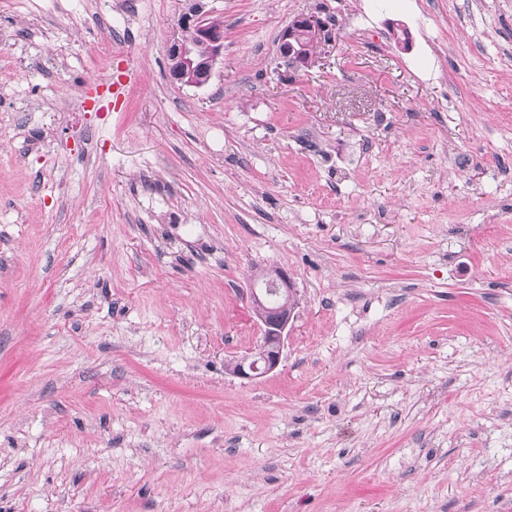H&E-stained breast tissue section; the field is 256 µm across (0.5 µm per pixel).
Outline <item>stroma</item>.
<instances>
[{"label":"stroma","mask_w":512,"mask_h":512,"mask_svg":"<svg viewBox=\"0 0 512 512\" xmlns=\"http://www.w3.org/2000/svg\"><path fill=\"white\" fill-rule=\"evenodd\" d=\"M0 512H512V0H0ZM178 27V34L168 47L170 76L184 85L202 87L210 81L216 61L224 55V28L213 27L206 16L186 13L178 20ZM321 22L314 16H299L279 37V52L290 65L307 68L311 65L323 32ZM262 278L268 294L277 296L279 305L273 310L268 309L262 289L250 288V299L263 336L254 356L242 357L228 367L233 375L242 379L257 378L279 367L284 337L297 305L296 291L286 270L271 269L263 273Z\"/></svg>","instance_id":"obj_1"}]
</instances>
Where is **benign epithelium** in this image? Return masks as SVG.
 I'll return each instance as SVG.
<instances>
[{
  "label": "benign epithelium",
  "mask_w": 512,
  "mask_h": 512,
  "mask_svg": "<svg viewBox=\"0 0 512 512\" xmlns=\"http://www.w3.org/2000/svg\"><path fill=\"white\" fill-rule=\"evenodd\" d=\"M179 31L168 47L169 73L184 85L202 87L212 76L216 61L224 55V28L213 27L211 19L183 14ZM322 24L313 16H299L279 37V52L290 65H311L321 41ZM267 291L250 289L254 313L260 322L262 336L257 353L236 360L228 367L235 376L253 379L276 370L281 363L285 332L297 305L296 291L282 268L263 274Z\"/></svg>",
  "instance_id": "obj_1"
}]
</instances>
